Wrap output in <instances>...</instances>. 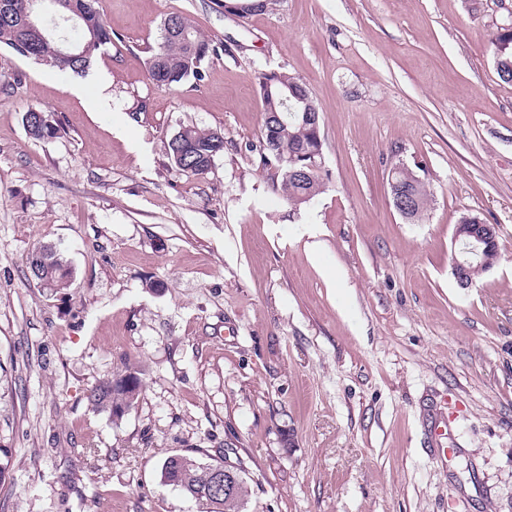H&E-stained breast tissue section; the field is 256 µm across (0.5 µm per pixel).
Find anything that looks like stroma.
Masks as SVG:
<instances>
[{
    "instance_id": "1",
    "label": "stroma",
    "mask_w": 512,
    "mask_h": 512,
    "mask_svg": "<svg viewBox=\"0 0 512 512\" xmlns=\"http://www.w3.org/2000/svg\"><path fill=\"white\" fill-rule=\"evenodd\" d=\"M222 3L97 0L113 43L80 78L0 48V512H203L162 461L228 447L245 512H512V83L491 46L512 0ZM173 12L225 46L201 82L148 75ZM266 70L320 113L324 187L300 205L257 152ZM31 107L59 137L27 135ZM184 124L224 134L205 175L170 166ZM399 163L432 192L415 224ZM465 214L500 247L470 288ZM44 244L72 272L56 294L27 275ZM129 369L115 423L86 396Z\"/></svg>"
}]
</instances>
